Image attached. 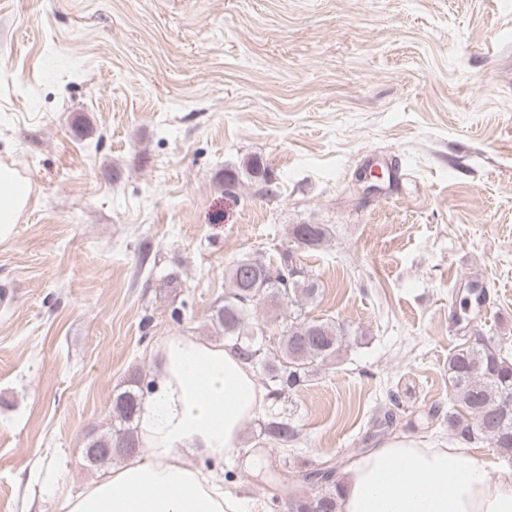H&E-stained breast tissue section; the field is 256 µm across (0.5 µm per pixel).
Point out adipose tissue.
I'll return each mask as SVG.
<instances>
[{
    "instance_id": "1",
    "label": "adipose tissue",
    "mask_w": 512,
    "mask_h": 512,
    "mask_svg": "<svg viewBox=\"0 0 512 512\" xmlns=\"http://www.w3.org/2000/svg\"><path fill=\"white\" fill-rule=\"evenodd\" d=\"M29 189L0 168V240ZM153 389L137 417L146 455H130L67 494L63 512H237L221 471L187 465L223 460L260 408L262 391L238 351L178 334L156 348ZM340 512H512V480H490L462 447L389 440L341 472Z\"/></svg>"
}]
</instances>
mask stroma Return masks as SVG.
<instances>
[{"label":"stroma","instance_id":"35a3bbf8","mask_svg":"<svg viewBox=\"0 0 512 512\" xmlns=\"http://www.w3.org/2000/svg\"><path fill=\"white\" fill-rule=\"evenodd\" d=\"M7 160L30 194L0 241V512H62L116 390L163 337L216 341L225 266L295 224L330 231L298 254L303 315L348 344L294 390L254 368L262 411L222 462L240 512H291L299 470L385 440L446 443L449 356L512 346V0H0ZM290 314L257 302L267 356ZM264 434L273 445L288 446V443L292 441L295 436L294 428L291 427L288 422L270 420L264 426Z\"/></svg>","mask_w":512,"mask_h":512}]
</instances>
